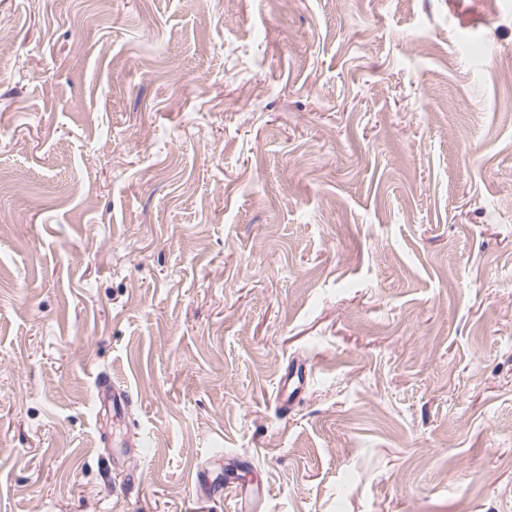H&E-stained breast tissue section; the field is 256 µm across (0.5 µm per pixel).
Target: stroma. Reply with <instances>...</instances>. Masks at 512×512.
I'll return each instance as SVG.
<instances>
[{
    "mask_svg": "<svg viewBox=\"0 0 512 512\" xmlns=\"http://www.w3.org/2000/svg\"><path fill=\"white\" fill-rule=\"evenodd\" d=\"M233 468L512 512V0H0V512ZM130 400L128 390L112 383V379L102 376L97 387V401L99 410L106 406L111 407L115 413H124Z\"/></svg>",
    "mask_w": 512,
    "mask_h": 512,
    "instance_id": "1",
    "label": "stroma"
}]
</instances>
